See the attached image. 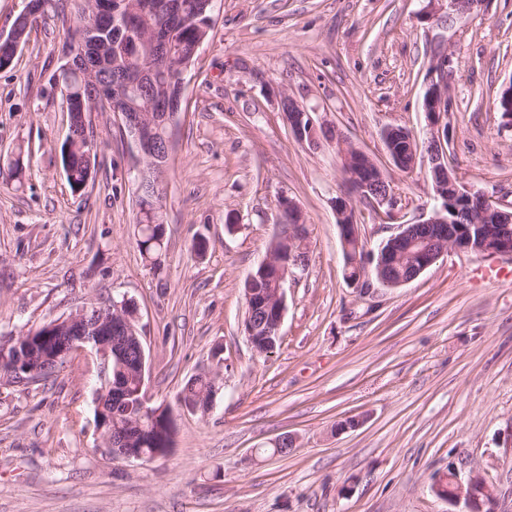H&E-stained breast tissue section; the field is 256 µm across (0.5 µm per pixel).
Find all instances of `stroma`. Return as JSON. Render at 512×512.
Here are the masks:
<instances>
[{
  "label": "stroma",
  "mask_w": 512,
  "mask_h": 512,
  "mask_svg": "<svg viewBox=\"0 0 512 512\" xmlns=\"http://www.w3.org/2000/svg\"><path fill=\"white\" fill-rule=\"evenodd\" d=\"M184 75L162 205L168 246L142 259L138 160L120 116L90 113L98 158L72 190L65 103L49 85L66 28L46 13L0 69V337L122 298L139 312L146 382L175 422L169 455L112 458L96 429L101 364L73 357L48 380L0 382V512H458L436 496L448 466L478 469L512 512V259L452 250L409 283L360 293L346 279L334 201L339 141L386 171L397 205L354 201L369 249L436 205L423 170H399L382 132L427 146L431 60L448 52V162L512 205V126L494 101L512 83V0L449 15L446 0H214ZM290 96L338 140H298ZM299 206L309 260L284 286L280 340L256 353L243 286ZM207 242L205 256L194 249ZM219 370L208 414L179 405ZM356 418V429L342 422ZM289 434L290 453H272Z\"/></svg>",
  "instance_id": "1"
}]
</instances>
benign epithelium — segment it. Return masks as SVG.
<instances>
[{
  "label": "benign epithelium",
  "mask_w": 512,
  "mask_h": 512,
  "mask_svg": "<svg viewBox=\"0 0 512 512\" xmlns=\"http://www.w3.org/2000/svg\"><path fill=\"white\" fill-rule=\"evenodd\" d=\"M448 54L441 53L432 60L429 69V84L423 99L432 140L428 146V158L423 160L425 172L429 174L437 199L442 201L426 217L414 223L400 225V231L381 241L377 253L367 249L366 241L360 232V225L354 220L351 199L339 196L334 201L336 223L345 251L346 268L358 271V275L348 278L355 287L368 290L373 283L388 288H397L415 279L432 266L445 252L463 249L476 253L512 256V210H503L474 194L448 166L445 142L448 136L441 129L442 118L447 115L448 103ZM111 99L103 86L97 87L87 105L77 106L65 102L69 112H107ZM282 110L292 133L301 141L315 144L317 134L328 138L333 131L325 124L317 123L312 115L299 107L291 98L281 101ZM123 125L135 131L133 143L143 163L152 162L168 155L169 141L159 144L153 137L152 122L144 115L130 112L121 113ZM383 139L389 143L387 153L390 160L402 170L414 167L419 146L404 129L391 127L384 131ZM341 168L347 182L360 197L378 205L392 209L396 200L391 193L389 180L378 162L363 150L343 142L338 143ZM305 225L292 220L286 231L275 236L281 243V251H268L258 265L260 272L275 280L277 287L269 288L261 294L245 289L247 311L242 323L243 333L249 344L259 352L267 351L272 336L280 335L285 310L284 284L296 271L305 270L304 246L307 245ZM368 255L367 264H376L377 277L362 274V254ZM127 299L112 301L104 306H85L67 317L45 325L46 330L57 329L63 336L52 337V361L60 368L74 356L93 351L102 361L105 376L96 396V406L103 409L106 401L121 403L126 397L125 386L112 379V330L122 334V346L133 343L136 347L131 356L132 365L137 371L139 384L136 392L138 417L135 426L143 427V422L155 423L161 413L172 417L171 411L152 404L146 387V351L138 338V313L129 316L123 312ZM11 344L0 345V361L13 362L10 378L16 384H29L43 370V359L30 356H16L10 360ZM104 446L113 458L126 461H145L147 457L131 447L133 439L125 433L118 435L102 433ZM448 484L434 483L432 491L438 497L454 506L463 505L462 512H495L496 490L476 471L471 470L466 478H461L453 466H448Z\"/></svg>",
  "instance_id": "obj_1"
}]
</instances>
